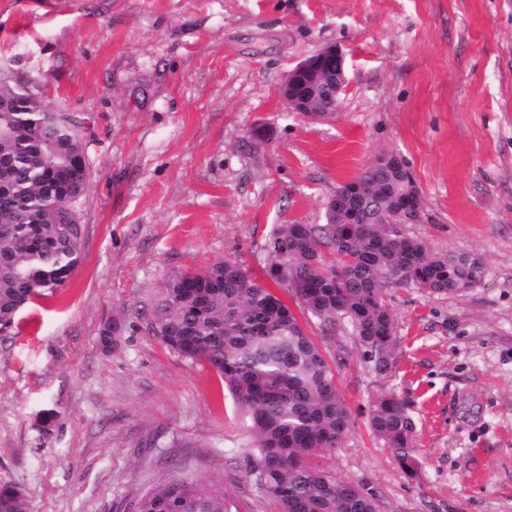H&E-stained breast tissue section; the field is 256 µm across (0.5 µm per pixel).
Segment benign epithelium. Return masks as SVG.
I'll list each match as a JSON object with an SVG mask.
<instances>
[{
  "label": "benign epithelium",
  "mask_w": 512,
  "mask_h": 512,
  "mask_svg": "<svg viewBox=\"0 0 512 512\" xmlns=\"http://www.w3.org/2000/svg\"><path fill=\"white\" fill-rule=\"evenodd\" d=\"M331 84L330 98L317 107V89L324 83ZM346 86V74L342 52L328 45L303 59L291 69L280 86L279 94L288 108L307 117H320L334 112L341 102ZM402 166L401 160L392 154L378 156L367 168L370 174L388 168Z\"/></svg>",
  "instance_id": "1"
}]
</instances>
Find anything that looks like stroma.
Wrapping results in <instances>:
<instances>
[{
	"label": "stroma",
	"mask_w": 512,
	"mask_h": 512,
	"mask_svg": "<svg viewBox=\"0 0 512 512\" xmlns=\"http://www.w3.org/2000/svg\"><path fill=\"white\" fill-rule=\"evenodd\" d=\"M326 45L344 56L342 105L306 118L279 88ZM0 72L80 120L89 168L80 264L0 333V484L28 512H133L172 477L279 512L244 410L162 343L153 312L176 274L261 273L279 225L324 223L328 197L382 153L421 195L412 232L484 275L461 295L389 289L384 375L350 330L303 321L342 356L354 415L320 464L378 512H512V0H0ZM387 393L413 420L412 478L368 425Z\"/></svg>",
	"instance_id": "1"
}]
</instances>
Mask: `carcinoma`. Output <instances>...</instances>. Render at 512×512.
Returning a JSON list of instances; mask_svg holds the SVG:
<instances>
[{
	"label": "carcinoma",
	"mask_w": 512,
	"mask_h": 512,
	"mask_svg": "<svg viewBox=\"0 0 512 512\" xmlns=\"http://www.w3.org/2000/svg\"><path fill=\"white\" fill-rule=\"evenodd\" d=\"M23 112L0 111V333L43 291L65 286L82 258L85 225L68 201L85 187L68 176L84 154L74 116L44 113L41 96ZM366 174L339 186L323 224H282L269 238V262L255 275L224 261L174 275L156 306L153 330L178 355L203 361L248 414L256 472L281 512H377L372 494L336 477L314 459L342 447L353 413L336 385L335 365L306 335L273 291H288L301 310L334 334L349 324L374 369H392L395 319L388 290L413 286L461 294L483 277L482 263L433 251L420 238L386 229L396 212L417 206L403 172L382 174L376 200L363 204ZM335 262L326 261L325 254ZM371 431L413 477V422L390 393L371 405ZM135 512H241L236 499L188 478L140 496ZM0 512H27L24 494L0 486Z\"/></svg>",
	"instance_id": "obj_1"
}]
</instances>
